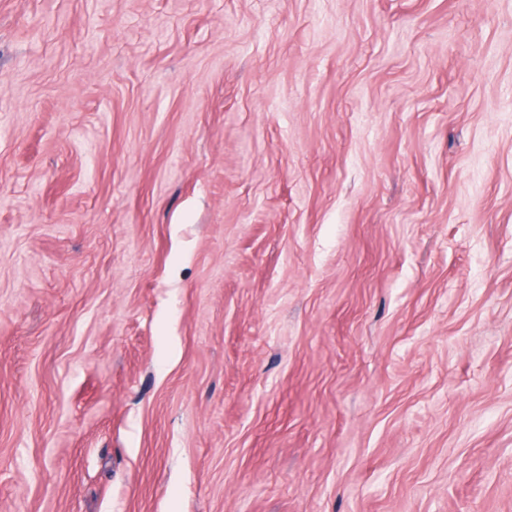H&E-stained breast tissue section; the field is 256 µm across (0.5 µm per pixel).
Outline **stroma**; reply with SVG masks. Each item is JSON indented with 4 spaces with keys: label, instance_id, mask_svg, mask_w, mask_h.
<instances>
[{
    "label": "stroma",
    "instance_id": "obj_1",
    "mask_svg": "<svg viewBox=\"0 0 512 512\" xmlns=\"http://www.w3.org/2000/svg\"><path fill=\"white\" fill-rule=\"evenodd\" d=\"M0 512H512V0H0Z\"/></svg>",
    "mask_w": 512,
    "mask_h": 512
}]
</instances>
